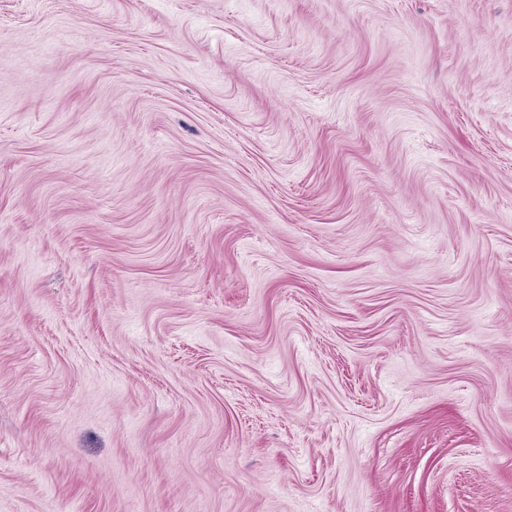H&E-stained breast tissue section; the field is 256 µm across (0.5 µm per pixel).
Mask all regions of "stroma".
Instances as JSON below:
<instances>
[{
	"label": "stroma",
	"instance_id": "obj_1",
	"mask_svg": "<svg viewBox=\"0 0 512 512\" xmlns=\"http://www.w3.org/2000/svg\"><path fill=\"white\" fill-rule=\"evenodd\" d=\"M0 512H512V0H0Z\"/></svg>",
	"mask_w": 512,
	"mask_h": 512
}]
</instances>
